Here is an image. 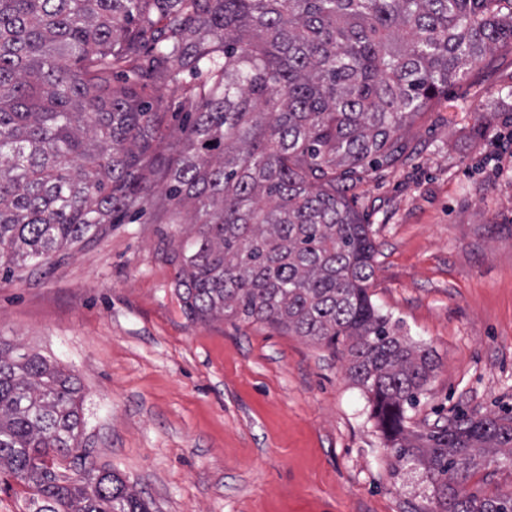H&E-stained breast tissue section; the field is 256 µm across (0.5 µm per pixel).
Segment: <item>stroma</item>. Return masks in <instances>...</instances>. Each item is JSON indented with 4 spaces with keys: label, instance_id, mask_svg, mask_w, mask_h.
I'll use <instances>...</instances> for the list:
<instances>
[{
    "label": "stroma",
    "instance_id": "stroma-1",
    "mask_svg": "<svg viewBox=\"0 0 512 512\" xmlns=\"http://www.w3.org/2000/svg\"><path fill=\"white\" fill-rule=\"evenodd\" d=\"M511 78L512 47L488 53L407 125L391 166L346 193L377 248L374 306L437 361L413 430L512 411V171L488 163L512 129ZM188 232L110 225L0 277V339L76 376L90 461L152 512H428L431 487L397 461L339 355L182 314L162 251ZM464 489L512 494V463L487 457Z\"/></svg>",
    "mask_w": 512,
    "mask_h": 512
}]
</instances>
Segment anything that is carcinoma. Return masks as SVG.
Wrapping results in <instances>:
<instances>
[{
  "label": "carcinoma",
  "instance_id": "cac0c4a2",
  "mask_svg": "<svg viewBox=\"0 0 512 512\" xmlns=\"http://www.w3.org/2000/svg\"><path fill=\"white\" fill-rule=\"evenodd\" d=\"M506 0H0V275L49 264L130 216L189 224L164 259L185 316L280 327L346 357L429 512H512L463 487L512 462V416L409 431L437 368L368 292L375 243L348 183L398 152L408 121L512 45ZM191 109L178 143L163 101ZM0 342V476L35 512H150L87 465L77 378ZM80 466L68 474L65 464ZM154 94L160 96L168 105L170 112H168L167 117V132L173 136V140H177L180 137L178 130L179 121L176 119L174 112H187L189 110L187 103H185L184 95L179 88L171 84L158 87Z\"/></svg>",
  "mask_w": 512,
  "mask_h": 512
}]
</instances>
